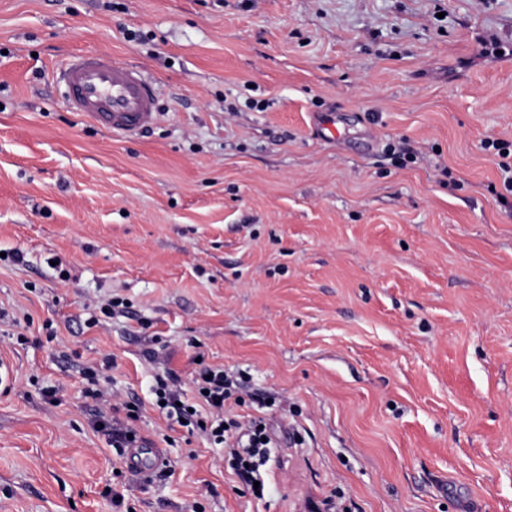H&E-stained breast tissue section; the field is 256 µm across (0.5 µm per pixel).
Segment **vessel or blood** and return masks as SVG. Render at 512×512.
Returning <instances> with one entry per match:
<instances>
[{
  "mask_svg": "<svg viewBox=\"0 0 512 512\" xmlns=\"http://www.w3.org/2000/svg\"><path fill=\"white\" fill-rule=\"evenodd\" d=\"M72 111L113 133L132 137L150 127L158 112V83L138 65L97 50L69 57L58 72Z\"/></svg>",
  "mask_w": 512,
  "mask_h": 512,
  "instance_id": "1",
  "label": "vessel or blood"
}]
</instances>
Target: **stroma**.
<instances>
[{
	"label": "stroma",
	"mask_w": 512,
	"mask_h": 512,
	"mask_svg": "<svg viewBox=\"0 0 512 512\" xmlns=\"http://www.w3.org/2000/svg\"><path fill=\"white\" fill-rule=\"evenodd\" d=\"M87 50L158 81L151 127L69 109L51 73ZM488 139L512 142V0H0V512H512ZM150 351L189 401L195 357L243 377L264 499L155 407ZM108 355L152 482L91 427Z\"/></svg>",
	"instance_id": "stroma-1"
}]
</instances>
